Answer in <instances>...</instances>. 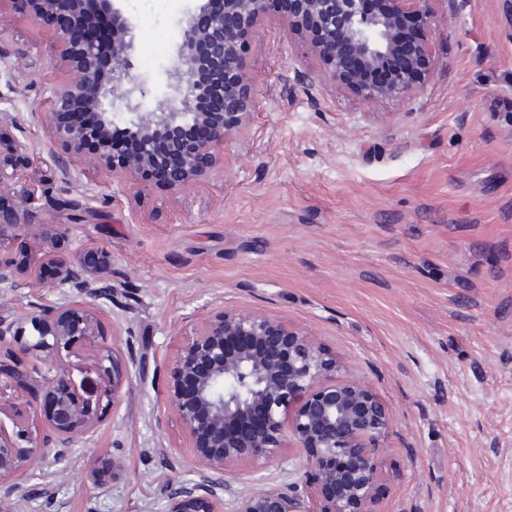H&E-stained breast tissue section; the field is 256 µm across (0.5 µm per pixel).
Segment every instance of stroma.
<instances>
[{
  "label": "stroma",
  "instance_id": "1",
  "mask_svg": "<svg viewBox=\"0 0 512 512\" xmlns=\"http://www.w3.org/2000/svg\"><path fill=\"white\" fill-rule=\"evenodd\" d=\"M195 0H124L131 74L152 111L177 64ZM434 66L402 99L370 103L315 76L278 20L251 39L258 103L245 134L181 192L120 185L49 133L54 85L70 77L53 22L0 0V112L21 146V188L53 224L60 254L112 252L99 333L70 355L77 391L109 384L94 354L135 358L102 422L64 460L6 476L0 512H166L173 481L195 477L168 400L183 337L211 313L249 310L309 333L387 406L373 512H512V14L502 0H430ZM0 348V436L18 445L29 394L15 370H47ZM304 451L285 449L255 485L307 493ZM53 492V500L38 494Z\"/></svg>",
  "mask_w": 512,
  "mask_h": 512
}]
</instances>
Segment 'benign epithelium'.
<instances>
[{
    "mask_svg": "<svg viewBox=\"0 0 512 512\" xmlns=\"http://www.w3.org/2000/svg\"><path fill=\"white\" fill-rule=\"evenodd\" d=\"M81 2L11 0L19 14L55 18L76 72L52 90L53 116L82 101L96 109L93 116L100 128L124 122L138 150L120 156L105 143L89 153L85 127L56 120L50 127L53 139L120 183L153 182L149 168L166 164L155 153L160 140L171 145L178 164L159 186L180 192L207 177L219 144L243 134L256 109L245 46L272 15V0H203L188 14L177 45L179 66L169 75L167 101L177 107L175 112L141 111L149 89L130 74L135 36L122 0H101L115 45L107 76L98 69L97 40L72 25L70 14L78 13ZM428 2L380 0V8L365 13L359 0H292V9L280 19L315 58L318 79L375 102L415 93L432 69ZM402 18L416 21L419 34L398 66L380 78L383 64L396 52V21ZM219 83L224 84L221 111H202ZM194 124L207 126L206 137L183 143L181 130ZM18 148L0 150V285L15 288L36 281L44 288L109 294L112 252L94 247L72 260L57 255L55 241L43 234L38 221L39 198L18 188ZM26 234L42 241L38 265L5 253L12 239ZM29 316L38 336L25 348L54 360L47 372L29 376L35 403H27L29 411L17 408L15 413L23 421L30 412L39 417L44 433L27 447L0 436V478L50 455L61 458L78 437L94 433L101 423L100 400L117 398L131 375V359L124 351L106 347L98 366L112 384L95 400L79 396L59 354L95 335L98 310L73 302L34 303ZM23 319L0 307V346L16 336ZM350 372V366L327 356L308 333L251 311H218L192 329L172 372L169 403L194 449L196 478L169 489L167 512H224L227 495L234 498V512H373V490L382 471L376 442L389 427L390 415L371 386ZM286 442L308 452L313 498H304L292 485L244 492L224 479L277 455Z\"/></svg>",
    "mask_w": 512,
    "mask_h": 512,
    "instance_id": "7a95c632",
    "label": "benign epithelium"
}]
</instances>
